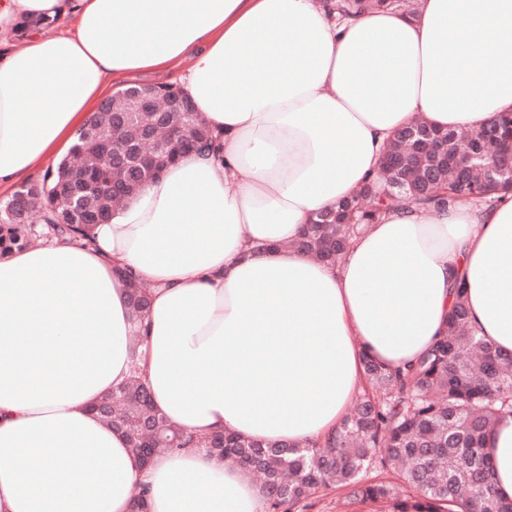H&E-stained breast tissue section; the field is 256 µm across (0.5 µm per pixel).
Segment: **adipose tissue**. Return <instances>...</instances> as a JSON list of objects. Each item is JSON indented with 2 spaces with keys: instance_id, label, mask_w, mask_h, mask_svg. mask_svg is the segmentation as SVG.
<instances>
[{
  "instance_id": "ef3b65f1",
  "label": "adipose tissue",
  "mask_w": 512,
  "mask_h": 512,
  "mask_svg": "<svg viewBox=\"0 0 512 512\" xmlns=\"http://www.w3.org/2000/svg\"><path fill=\"white\" fill-rule=\"evenodd\" d=\"M334 0H0V192L55 171L119 80L186 57L216 153L185 154L96 225L0 253V512H266L203 452L143 463L93 410L139 375L198 434L333 436L365 358L412 363L464 284L470 326L512 353V195L397 209L334 266L292 247L375 177L396 131L512 112V0H419L337 20ZM72 17L59 35L26 20ZM151 286L135 321L126 277ZM512 499V416L488 438Z\"/></svg>"
}]
</instances>
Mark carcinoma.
I'll return each mask as SVG.
<instances>
[{"label":"carcinoma","mask_w":512,"mask_h":512,"mask_svg":"<svg viewBox=\"0 0 512 512\" xmlns=\"http://www.w3.org/2000/svg\"><path fill=\"white\" fill-rule=\"evenodd\" d=\"M381 8L414 13L407 0H341L338 10L344 16H357ZM158 120L159 115L137 112L133 102L115 94L104 100L88 121L96 129L95 137L78 135L70 155L55 172L28 185L31 211L42 214L54 235L86 237L90 228L79 227L82 213L112 215L116 209L113 187H120L118 198L128 201L182 155L181 141L193 151L205 152L213 146L215 137L199 113L172 112L166 120L177 138L159 150L142 137V130ZM510 123L512 114H506L477 129H437L435 133L447 140L448 152L459 154L460 163H467L470 154H483L488 165L489 136L501 137ZM406 131L404 127L396 132L384 155L422 168L430 184H419L395 197L380 173L367 190L320 212L293 247L334 264L357 229L355 224L336 223L340 208L349 210L356 221L370 224L390 210L412 205L446 208L465 200L492 205L500 192L512 190L505 175L497 177L490 192L471 196L469 185L459 181L457 167L433 166L428 157L411 149ZM108 139L115 152L129 154L125 164L99 150L98 144ZM78 175L86 176L95 188L85 193L77 211L58 188ZM9 203L8 199L0 203V249L20 244L28 230V224L12 220ZM149 294L143 283L129 285L135 313L146 311ZM364 374L370 390L359 397L336 435L302 449L243 439L229 431L194 436L156 411L148 387L136 378L101 400L97 411L125 434L131 450L142 458L150 438L154 448L164 452L196 448L260 474L267 512H298L314 491L331 485L348 490L349 496L362 502L387 503V512H512V500L497 495L484 447L496 421L512 415V353H503L474 334L463 285H457L444 334L426 353L404 371H389L367 360ZM398 465L399 480L407 488L404 494L374 475Z\"/></svg>","instance_id":"obj_1"}]
</instances>
